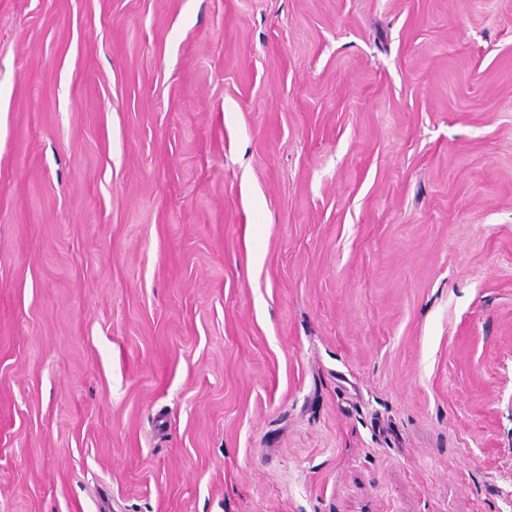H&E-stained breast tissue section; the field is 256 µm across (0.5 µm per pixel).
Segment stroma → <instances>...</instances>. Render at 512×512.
<instances>
[{
	"mask_svg": "<svg viewBox=\"0 0 512 512\" xmlns=\"http://www.w3.org/2000/svg\"><path fill=\"white\" fill-rule=\"evenodd\" d=\"M0 512H512V0H0Z\"/></svg>",
	"mask_w": 512,
	"mask_h": 512,
	"instance_id": "obj_1",
	"label": "stroma"
}]
</instances>
